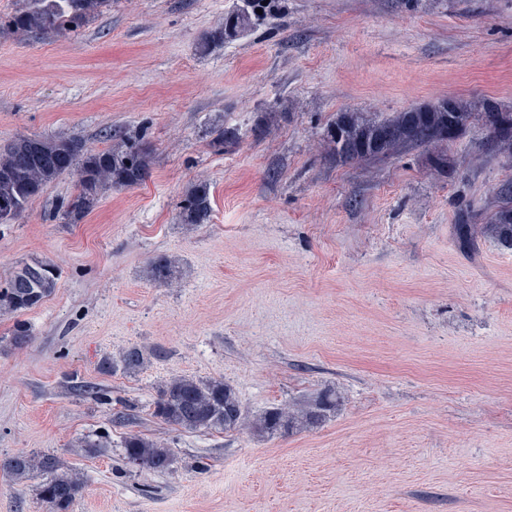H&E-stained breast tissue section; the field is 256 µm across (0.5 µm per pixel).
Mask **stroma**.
I'll return each mask as SVG.
<instances>
[{
    "label": "stroma",
    "mask_w": 512,
    "mask_h": 512,
    "mask_svg": "<svg viewBox=\"0 0 512 512\" xmlns=\"http://www.w3.org/2000/svg\"><path fill=\"white\" fill-rule=\"evenodd\" d=\"M200 54L243 0H112L78 33L0 32V147L20 136L142 140L150 173L81 222L65 174L0 224V286L55 264V292L10 342L0 317V459L51 453L83 474L69 512H512V250L460 244L512 157L449 143L340 166L343 112L382 120L448 99L512 110V0H279ZM224 134L222 151L211 145ZM206 182L209 223L181 224ZM177 260L158 285L150 264ZM145 363L105 371L128 348ZM106 400L76 392L70 376ZM224 378L257 416L342 394L313 430L260 437L171 428L164 382ZM165 439L163 472L128 471L129 431ZM108 435L100 453L79 438ZM39 478L0 470V512H47Z\"/></svg>",
    "instance_id": "35a3bbf8"
}]
</instances>
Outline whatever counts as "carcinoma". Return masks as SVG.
Segmentation results:
<instances>
[{
  "mask_svg": "<svg viewBox=\"0 0 512 512\" xmlns=\"http://www.w3.org/2000/svg\"><path fill=\"white\" fill-rule=\"evenodd\" d=\"M111 6L112 0H26V6L15 13L0 16V29L11 30L23 40L71 34ZM270 7L265 0H247L246 7L224 17L223 25L204 35L200 51L205 53L247 32ZM258 9L262 13H256ZM475 121L483 122L488 130V152L512 156V112L472 100H446L398 112L385 120L363 112H343L327 138L331 156L340 163L367 161L404 148L431 147L437 150L436 164L441 166L448 163L443 151L450 141L448 135L459 136ZM28 142L29 137H19L0 152V224L22 215L34 198L65 173L76 177L75 192L59 212L68 224L91 214L106 191L136 186L148 175L147 152L127 139L95 152L81 139L42 137L38 156L29 153ZM495 197L500 205L487 210L484 220L491 225L498 244L512 249V181L502 183ZM211 211L209 191L201 184L186 193L179 217L184 224H205ZM177 273L175 260L165 255L151 265V276L159 284L172 285ZM57 280L53 264L35 260L24 264L0 288V316L16 318L13 344L22 346L31 336L27 323L18 316L50 297ZM337 402L336 390L328 389L314 399L273 407L251 417L243 410L236 390L224 380L181 376L162 386L152 416L185 430H245L269 437L319 426L336 412ZM123 448L124 464L134 463L138 469L162 472L171 463V448L157 438L130 433ZM0 467L18 481L41 473L39 496L47 512H68L84 488L83 477L55 455L21 452L1 460Z\"/></svg>",
  "mask_w": 512,
  "mask_h": 512,
  "instance_id": "1",
  "label": "carcinoma"
}]
</instances>
